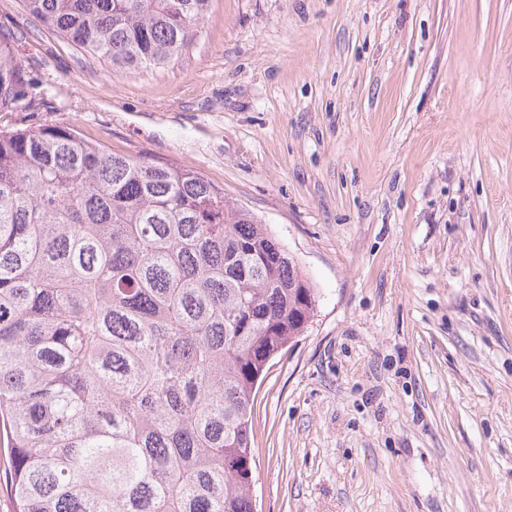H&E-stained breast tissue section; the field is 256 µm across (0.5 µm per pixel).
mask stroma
<instances>
[{"label": "stroma", "mask_w": 512, "mask_h": 512, "mask_svg": "<svg viewBox=\"0 0 512 512\" xmlns=\"http://www.w3.org/2000/svg\"><path fill=\"white\" fill-rule=\"evenodd\" d=\"M67 125L249 210L317 313L257 390L259 512H512V0H212L116 72L0 0Z\"/></svg>", "instance_id": "35a3bbf8"}]
</instances>
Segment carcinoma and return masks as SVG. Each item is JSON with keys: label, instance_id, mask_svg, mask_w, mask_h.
I'll return each mask as SVG.
<instances>
[{"label": "carcinoma", "instance_id": "cac0c4a2", "mask_svg": "<svg viewBox=\"0 0 512 512\" xmlns=\"http://www.w3.org/2000/svg\"><path fill=\"white\" fill-rule=\"evenodd\" d=\"M211 0H25L116 70L186 54ZM0 31V112L40 81ZM317 294L200 173L68 126L0 132V438L14 512H256L254 401Z\"/></svg>", "mask_w": 512, "mask_h": 512}]
</instances>
